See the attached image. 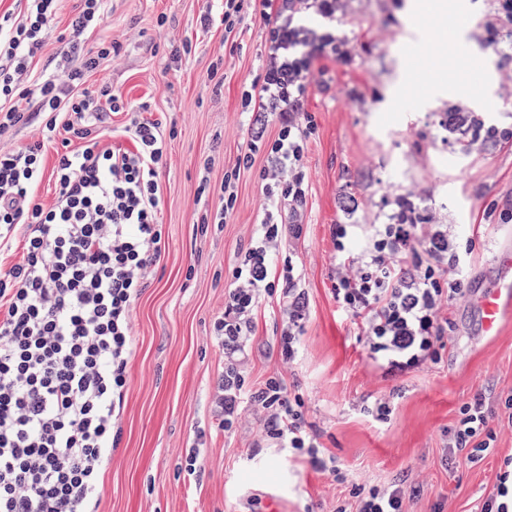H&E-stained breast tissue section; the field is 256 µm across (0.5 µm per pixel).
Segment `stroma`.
<instances>
[{
  "label": "stroma",
  "mask_w": 512,
  "mask_h": 512,
  "mask_svg": "<svg viewBox=\"0 0 512 512\" xmlns=\"http://www.w3.org/2000/svg\"><path fill=\"white\" fill-rule=\"evenodd\" d=\"M206 5V0H107L103 22L81 37L88 48L120 46L118 57L103 59L88 76L86 88L107 83L125 100L148 104L147 117L160 121L167 142L162 253L134 306L122 438L105 465L97 512H267L272 485L280 512H330L348 497L332 475L303 456L288 459L275 448L255 451L256 425L227 432L212 413L224 364L212 324L222 310L225 275L262 198L255 176L245 175L234 219L203 233L198 185L204 177L220 184L225 165L237 155L240 85L259 73L263 34L259 24H251L241 49L225 50L223 24L203 33L195 29ZM79 6L80 0H61L32 62L34 76L49 68ZM481 7V0H362L346 28L361 49L358 66L334 68L331 90L312 88L305 105L318 130L308 155L307 226L296 246L309 296L303 356L293 368L283 365L270 316L260 317L251 348L250 383L282 378L302 401L306 422L317 429L323 456L374 484L399 477L420 481L408 512H469L512 454V432L506 431L478 464L442 463L448 431L463 403L489 384L512 392V315L505 316L499 335L483 338L474 304L455 307V337L437 362L395 382L382 379L368 366L356 327L336 312L330 227L348 177L371 167L385 185L402 166L412 178L436 186L435 203L447 209L461 238L481 224L471 281L484 288L495 280L500 256L512 251V223L486 208L494 200L512 201V149L469 159L434 146L420 161L408 140L433 104L445 100L512 113V98L500 92L499 57L475 31ZM187 39L190 54L174 60ZM425 42L434 54L419 68L414 55ZM215 61L227 76L219 91L207 78ZM354 83L362 84L363 101L346 97ZM385 126L398 133L400 163L377 143ZM392 390L397 397L388 424L378 428L359 415L366 395ZM195 446L201 452L198 476L188 472L187 453Z\"/></svg>",
  "instance_id": "35a3bbf8"
}]
</instances>
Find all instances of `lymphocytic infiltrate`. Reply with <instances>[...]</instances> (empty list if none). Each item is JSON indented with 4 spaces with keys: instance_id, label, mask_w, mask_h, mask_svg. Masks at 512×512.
<instances>
[{
    "instance_id": "f902f5d3",
    "label": "lymphocytic infiltrate",
    "mask_w": 512,
    "mask_h": 512,
    "mask_svg": "<svg viewBox=\"0 0 512 512\" xmlns=\"http://www.w3.org/2000/svg\"><path fill=\"white\" fill-rule=\"evenodd\" d=\"M57 2L26 0L21 20L0 17V136L24 121V99L34 98L48 116L37 141L0 151V250L23 238L22 260L0 268V512H92L97 505L103 463L122 437L133 305L162 251L159 170L167 144L160 124L111 85L83 86L100 59L119 51L114 44L86 51L78 42L103 19L106 0H81L71 22L74 38L58 51L54 69L31 76ZM327 10L347 16L350 0H224L220 10L205 8L196 19L200 31L223 23L228 37L260 22L264 48L261 75L240 86L246 120L238 154L219 186L199 187L201 196L217 200L201 217L204 230L234 218L242 174L256 172L263 196L213 325L224 353L214 414L228 431L256 423L259 447L307 454L315 467L349 485L348 502L333 512H407L419 482L373 485L320 457L319 434L283 380L256 386L248 380L263 312L276 321L283 364L296 365L303 353L308 298L295 243L304 232L312 189L308 152L317 132L305 101L312 88L331 87V64L349 67L358 58L343 28L304 24V17ZM106 109L126 114L123 132L135 150L105 147L94 135L89 123ZM63 112L83 117L73 130L82 146L58 152L56 199L46 206L36 201L35 188ZM433 141L478 158L512 148V122L488 120L451 101L430 113L424 133L414 134L418 158ZM434 193L427 182L408 181L372 211L366 192H343L330 228L332 297L341 317L358 329L367 364L386 379L437 361L454 335L451 307L470 298L475 244H460L455 224L433 207ZM507 429L512 393L501 398L487 386L461 406L448 432V456L457 465L485 458ZM470 512H512L511 456Z\"/></svg>"
}]
</instances>
